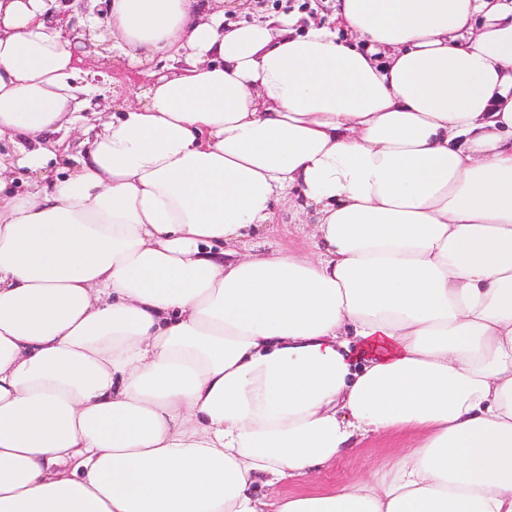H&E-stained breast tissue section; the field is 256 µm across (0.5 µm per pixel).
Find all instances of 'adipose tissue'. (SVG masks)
Returning a JSON list of instances; mask_svg holds the SVG:
<instances>
[{
	"label": "adipose tissue",
	"mask_w": 512,
	"mask_h": 512,
	"mask_svg": "<svg viewBox=\"0 0 512 512\" xmlns=\"http://www.w3.org/2000/svg\"><path fill=\"white\" fill-rule=\"evenodd\" d=\"M48 9L0 0V512H512V0ZM103 58L154 80L90 128ZM100 2L94 9V14L104 17L106 13V1L104 0H57L65 9L55 12L52 9L50 19L55 25L61 27L64 39L74 40V35L81 30L79 19L84 18L90 11L89 2ZM97 2V3H98ZM274 0H224L225 25L252 22L266 18L268 15L288 14L292 11L299 16L298 30L308 25V21L319 22L324 25H335L332 20L335 14L334 0H278L279 6L273 8ZM304 1L307 5L302 6ZM312 225L288 224V214H283L278 224L274 225L275 230L268 237H256L245 244L240 245L245 249L262 248L264 244L279 245L297 251L305 250L308 247L307 234ZM409 440L408 435L370 437L357 448H349L335 464L307 482H284L275 488L257 485L260 494H291L323 490L349 482L368 471L381 467Z\"/></svg>",
	"instance_id": "adipose-tissue-1"
}]
</instances>
